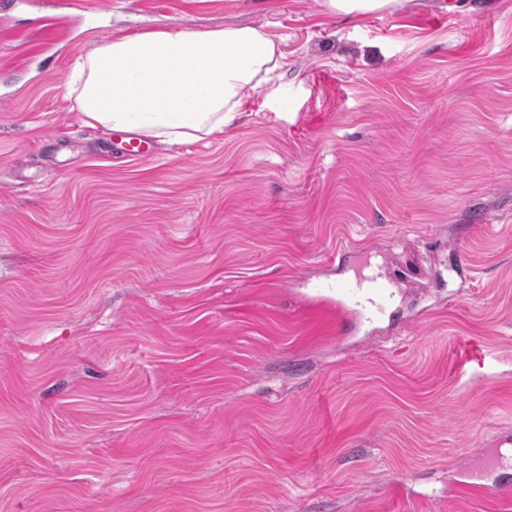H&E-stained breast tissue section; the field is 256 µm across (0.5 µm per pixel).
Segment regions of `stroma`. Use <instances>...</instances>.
<instances>
[{"instance_id": "35a3bbf8", "label": "stroma", "mask_w": 512, "mask_h": 512, "mask_svg": "<svg viewBox=\"0 0 512 512\" xmlns=\"http://www.w3.org/2000/svg\"><path fill=\"white\" fill-rule=\"evenodd\" d=\"M167 25L281 38L282 92L131 158L70 64ZM358 273L381 314L312 288ZM501 483L512 0L0 11V512H512ZM399 0H326L330 11L346 16L373 13L395 5Z\"/></svg>"}]
</instances>
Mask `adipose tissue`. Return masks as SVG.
<instances>
[{
	"mask_svg": "<svg viewBox=\"0 0 512 512\" xmlns=\"http://www.w3.org/2000/svg\"><path fill=\"white\" fill-rule=\"evenodd\" d=\"M284 55L253 27L148 29L79 55L66 90L87 125L162 143L203 141L264 91L278 96Z\"/></svg>",
	"mask_w": 512,
	"mask_h": 512,
	"instance_id": "1",
	"label": "adipose tissue"
}]
</instances>
